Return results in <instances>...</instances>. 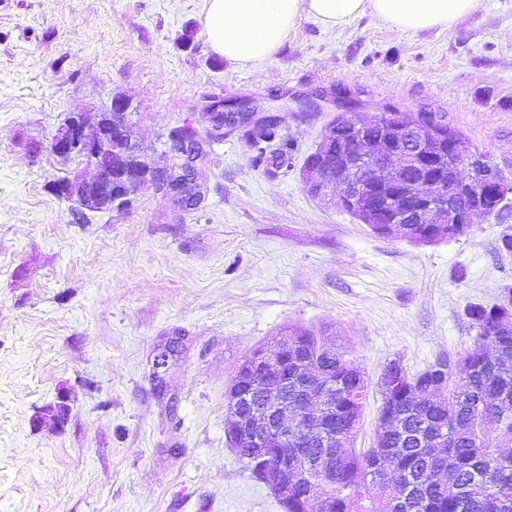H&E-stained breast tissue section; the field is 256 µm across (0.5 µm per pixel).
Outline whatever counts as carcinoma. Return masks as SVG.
<instances>
[{
  "label": "carcinoma",
  "instance_id": "cac0c4a2",
  "mask_svg": "<svg viewBox=\"0 0 512 512\" xmlns=\"http://www.w3.org/2000/svg\"><path fill=\"white\" fill-rule=\"evenodd\" d=\"M272 138L280 151L295 152L293 140L280 130L253 133L255 163L267 174L272 156L262 143ZM114 148L133 169L151 172L157 166L129 137ZM466 316L492 352L475 349L456 360L439 358L402 377L391 396L381 395L373 446L362 452L347 448L336 461V485L321 493L319 485L307 486L315 492L317 512H389L391 497L416 491L417 512H512V454L502 452L512 446V333L500 331L512 323V301L471 303ZM293 333L296 357L309 360L316 382L324 374L317 366L321 345L301 330ZM336 355V368L328 374L336 393L326 394L334 406L332 424L338 432H356L368 379L346 353ZM384 454L392 457L393 470L377 474L372 466Z\"/></svg>",
  "mask_w": 512,
  "mask_h": 512
}]
</instances>
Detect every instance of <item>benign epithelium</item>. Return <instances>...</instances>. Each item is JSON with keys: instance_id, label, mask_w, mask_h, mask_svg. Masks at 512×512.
Wrapping results in <instances>:
<instances>
[{"instance_id": "obj_1", "label": "benign epithelium", "mask_w": 512, "mask_h": 512, "mask_svg": "<svg viewBox=\"0 0 512 512\" xmlns=\"http://www.w3.org/2000/svg\"><path fill=\"white\" fill-rule=\"evenodd\" d=\"M337 113L312 152L309 165L303 170V183L311 195L323 198L338 196L341 205L361 224H373L379 213L387 216L386 233L391 234L405 224L425 227L431 224H474L491 216L484 206L480 189L485 184L495 191L512 193V183L501 181L497 167L478 156L468 142L446 123L430 112H418L406 118L397 112L386 119L390 126L367 146L358 143L370 120L367 113L355 120L351 107L336 98ZM207 134L224 136L228 130L244 141L253 132L268 124H280L279 116L260 105L243 100L233 107H224L222 100H212L205 107ZM126 107L111 104L105 125L88 128L85 117L73 114L61 125L50 142L51 151L61 157L80 156L92 168L93 176L62 179L53 186L55 196L72 201L81 213L94 211L93 200L85 198V190L98 188L127 200L144 182L157 183L164 192L185 208L200 203L194 188V172L207 154L206 134L192 129L189 136L167 137L168 152L182 158L177 168L164 164L154 175L133 174L117 168L112 161V141L126 136ZM337 168V178L321 180L326 168ZM459 170L467 172L465 180L449 178ZM288 365V337L276 343L254 349L241 363L242 372L236 379L246 380L247 387L228 390L225 414L229 424L225 438L237 455L268 463L263 483L283 500H288V477L299 484L314 481L319 474L321 485L336 483V448H346L348 442H336V436L322 425L330 406L316 397L315 389L298 379L295 391L304 395L305 402L317 405L308 409L288 404L276 396V391L288 390V382L274 385L277 376ZM304 446L313 443L324 448L317 463H311L307 453L288 456V443Z\"/></svg>"}]
</instances>
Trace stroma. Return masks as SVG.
Instances as JSON below:
<instances>
[{"instance_id": "35a3bbf8", "label": "stroma", "mask_w": 512, "mask_h": 512, "mask_svg": "<svg viewBox=\"0 0 512 512\" xmlns=\"http://www.w3.org/2000/svg\"><path fill=\"white\" fill-rule=\"evenodd\" d=\"M203 0H0V512H283L227 447L238 364L286 328L377 381L477 343L465 310L512 284L498 239L512 203L458 238L380 236L300 173L336 93L355 115L431 111L512 181V0L412 33L364 14L304 17L273 59L214 54ZM283 99L295 170L268 177L238 136L196 171L199 209L147 189L77 222L54 182L87 175L49 143L73 112L129 103L134 138L175 166L166 134L215 98ZM67 420L43 418L59 386Z\"/></svg>"}]
</instances>
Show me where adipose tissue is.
<instances>
[{
  "instance_id": "1",
  "label": "adipose tissue",
  "mask_w": 512,
  "mask_h": 512,
  "mask_svg": "<svg viewBox=\"0 0 512 512\" xmlns=\"http://www.w3.org/2000/svg\"><path fill=\"white\" fill-rule=\"evenodd\" d=\"M477 0H206L203 32L213 53L236 63L271 59L305 16L333 29L371 12L381 22L419 32L453 27Z\"/></svg>"
}]
</instances>
